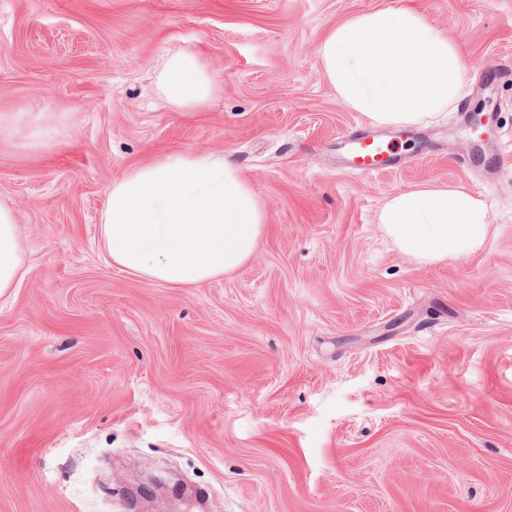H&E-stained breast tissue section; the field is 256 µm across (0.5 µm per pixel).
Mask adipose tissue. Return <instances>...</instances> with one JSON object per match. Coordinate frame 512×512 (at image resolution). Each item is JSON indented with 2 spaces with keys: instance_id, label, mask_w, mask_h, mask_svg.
<instances>
[{
  "instance_id": "obj_1",
  "label": "adipose tissue",
  "mask_w": 512,
  "mask_h": 512,
  "mask_svg": "<svg viewBox=\"0 0 512 512\" xmlns=\"http://www.w3.org/2000/svg\"><path fill=\"white\" fill-rule=\"evenodd\" d=\"M318 53L337 97L378 126L435 122L474 79L458 43L408 7L348 18ZM159 84L174 105L190 109L207 104L215 90L205 64L186 54L168 59ZM378 222L400 252L431 264L480 251L489 219L480 197L441 184L391 195ZM264 226L253 186L229 157L173 153L113 181L102 244L122 271L184 288L244 265ZM24 275L15 212L0 202V296Z\"/></svg>"
}]
</instances>
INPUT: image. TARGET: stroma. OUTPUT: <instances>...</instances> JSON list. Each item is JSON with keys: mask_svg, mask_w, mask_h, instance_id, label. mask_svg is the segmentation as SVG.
Wrapping results in <instances>:
<instances>
[{"mask_svg": "<svg viewBox=\"0 0 512 512\" xmlns=\"http://www.w3.org/2000/svg\"><path fill=\"white\" fill-rule=\"evenodd\" d=\"M401 7L475 81L442 121L382 129L401 166L357 176L336 140L363 116L318 46ZM172 53L208 63L207 106L160 93ZM0 121L27 268L0 297V512H512V0H0ZM195 151L259 196L252 258L189 288L112 266V182ZM440 183L491 225L420 265L377 216ZM160 470L183 493L129 507Z\"/></svg>", "mask_w": 512, "mask_h": 512, "instance_id": "stroma-1", "label": "stroma"}]
</instances>
